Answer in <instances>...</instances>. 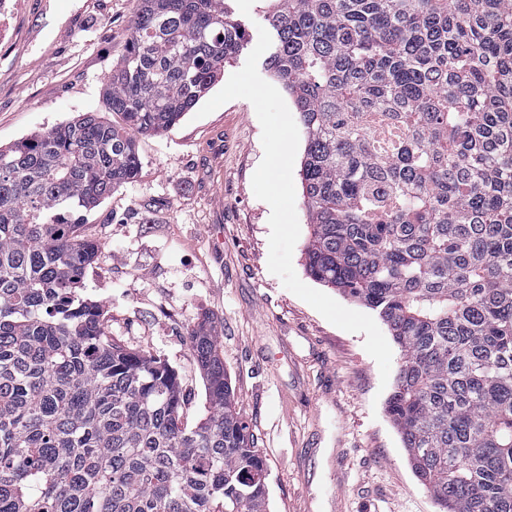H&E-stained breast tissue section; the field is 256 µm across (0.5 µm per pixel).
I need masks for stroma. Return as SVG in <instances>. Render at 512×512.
Instances as JSON below:
<instances>
[{"instance_id":"1","label":"stroma","mask_w":512,"mask_h":512,"mask_svg":"<svg viewBox=\"0 0 512 512\" xmlns=\"http://www.w3.org/2000/svg\"><path fill=\"white\" fill-rule=\"evenodd\" d=\"M0 145L85 112L125 53L136 0H5ZM253 105L140 137V168L85 216L98 251L85 293L125 347L166 360L183 425L205 411L189 333L202 316L267 466L270 512H439L386 413L365 336L344 331L268 269L270 207L252 176L263 158Z\"/></svg>"}]
</instances>
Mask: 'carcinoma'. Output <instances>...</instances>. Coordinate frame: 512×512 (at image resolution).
<instances>
[{
    "label": "carcinoma",
    "mask_w": 512,
    "mask_h": 512,
    "mask_svg": "<svg viewBox=\"0 0 512 512\" xmlns=\"http://www.w3.org/2000/svg\"><path fill=\"white\" fill-rule=\"evenodd\" d=\"M267 65L307 145L316 282L374 311L386 411L439 512H512V0H263ZM227 0H138L96 112L0 146V512H269L213 321L207 413L83 295L78 220L139 170L247 45Z\"/></svg>",
    "instance_id": "obj_1"
}]
</instances>
